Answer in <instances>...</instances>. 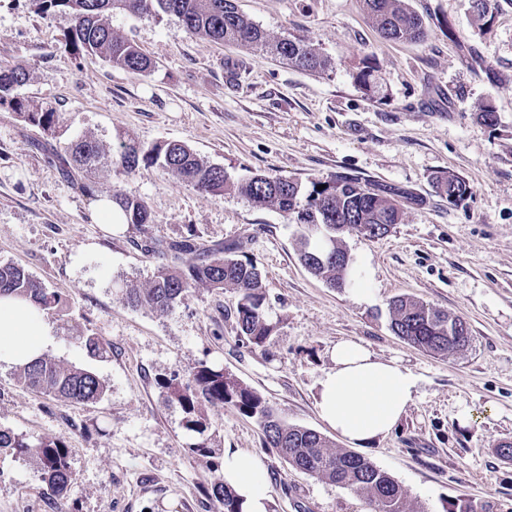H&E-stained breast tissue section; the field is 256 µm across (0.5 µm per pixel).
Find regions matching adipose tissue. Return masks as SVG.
<instances>
[{
  "mask_svg": "<svg viewBox=\"0 0 512 512\" xmlns=\"http://www.w3.org/2000/svg\"><path fill=\"white\" fill-rule=\"evenodd\" d=\"M53 342V330L36 304L0 297V363L29 362ZM331 361L319 381L321 420L353 445L390 433L413 401L414 376L349 340L336 343ZM224 482L238 496L243 512H267L269 481L258 457L225 449Z\"/></svg>",
  "mask_w": 512,
  "mask_h": 512,
  "instance_id": "1",
  "label": "adipose tissue"
}]
</instances>
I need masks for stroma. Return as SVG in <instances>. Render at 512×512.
<instances>
[{
	"instance_id": "35a3bbf8",
	"label": "stroma",
	"mask_w": 512,
	"mask_h": 512,
	"mask_svg": "<svg viewBox=\"0 0 512 512\" xmlns=\"http://www.w3.org/2000/svg\"><path fill=\"white\" fill-rule=\"evenodd\" d=\"M424 41L380 36L361 0H236L272 38L297 37L332 67L311 74L237 44L189 34L177 18L122 13L113 31L154 62L136 77L65 46L64 13L35 0H0V63L26 70L22 97L62 116L57 147L78 137L104 146L179 141L230 181L256 173L311 180L336 174L409 193L400 224L386 236H345L356 282L337 290L298 258L299 225L235 192L216 196L175 173L142 165L93 174L97 196L145 201L152 224L107 232L94 198L65 179L33 147L41 133L0 107V261L24 267L61 295L48 316L62 365L92 369L108 391L79 404L31 391L0 365V427L59 437L79 475L68 495L46 491L35 468L0 465V512H219L207 497L213 473L186 448L178 406L160 379L202 363L259 392L285 422L345 442L318 415L319 381L336 342L362 343L416 380L414 401L387 435L358 454L392 475L411 512H512V0H499L489 30L473 24L469 0H407ZM371 56L385 87L367 96L355 79ZM492 106L495 125L479 122ZM453 172L472 195L458 205L437 193L435 176ZM196 232L206 246L238 243L264 276L265 308L276 328L255 347L236 330L238 296L197 287L174 310L130 308L121 283L148 287L157 262L142 236L175 241ZM411 295L462 316L463 351L441 357L395 335L389 303ZM99 336L109 348L89 359L66 329ZM214 446L258 456L271 485L269 512H371L354 492L290 468L263 448L255 419L235 408L207 412Z\"/></svg>"
}]
</instances>
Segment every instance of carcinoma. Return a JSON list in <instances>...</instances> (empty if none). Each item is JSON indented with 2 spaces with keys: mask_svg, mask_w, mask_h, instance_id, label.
Listing matches in <instances>:
<instances>
[{
  "mask_svg": "<svg viewBox=\"0 0 512 512\" xmlns=\"http://www.w3.org/2000/svg\"><path fill=\"white\" fill-rule=\"evenodd\" d=\"M45 13H65L73 25L66 36V47L74 54H94L103 61L132 75L144 76L153 68L152 60L133 42L115 35L108 17L116 13H163L181 21L192 35L211 42L237 43L266 51L293 67L321 74L332 68L331 61L299 38L270 40L257 24L239 12L234 0H38ZM373 24L389 40L421 41L426 32L421 18L405 0H363ZM473 22L483 30L491 24L497 0H469ZM20 67L0 64V106L7 107L25 123L39 128L45 140L35 149L52 153L62 174L88 196H95L94 182L78 179L76 173H91L120 163L128 173L140 164H154L179 175L193 188L222 195L232 190L253 205L275 208L294 223L313 227L316 235H301L298 255L307 271L323 279L330 287L343 289L354 283L352 269L330 257L345 253L342 237L356 233L371 240L388 234L400 223L402 208L397 193L349 175H336L310 182L308 188L294 179L255 174L240 182H229L224 168L202 160L187 145L172 141L144 149L117 137L112 149L92 138L67 144L65 150L52 149L61 123L59 113L15 94L26 82ZM359 86L371 97L379 91L378 78L370 56L362 59L356 74ZM439 193L448 203L457 205L472 194L470 185L460 176L448 173L435 177ZM324 189L319 190L317 186ZM126 223L142 228L152 223L151 213L139 199L115 196ZM145 250L158 259L151 285L139 288L127 284L119 291L120 301L132 308L148 307L166 312L185 301L191 290L205 286L238 292L236 325L238 336L254 346H263L273 335L264 306L263 275L256 264L238 255L236 244L203 249L191 233L179 241L149 240ZM0 296L29 299L46 314L63 309L61 296L49 290L23 267L0 262ZM392 331L418 348L447 355L462 349L459 330L470 334L467 322L444 310L434 308L409 296H399L390 305ZM78 346L93 358L107 355L101 339L94 335L74 336ZM18 380L27 388L57 399L88 404L103 400L107 386L93 371L65 367L39 356L17 367ZM167 399L179 405L185 414V427L202 439L191 443L187 452L204 462L214 473L210 495L221 512H242L236 495L224 486L223 462L218 449L204 438L207 430L205 411L209 407L233 406L255 419L264 434V446L275 449L293 469L349 489L366 498L373 512H408L401 485L386 471L353 451L334 448L320 433L282 421L269 403L224 370L205 363L187 378L173 375L161 382ZM24 460L35 464L40 481L56 496L70 493L77 484V474L69 463V448L61 438H31L0 427V463Z\"/></svg>",
  "mask_w": 512,
  "mask_h": 512,
  "instance_id": "1",
  "label": "carcinoma"
}]
</instances>
